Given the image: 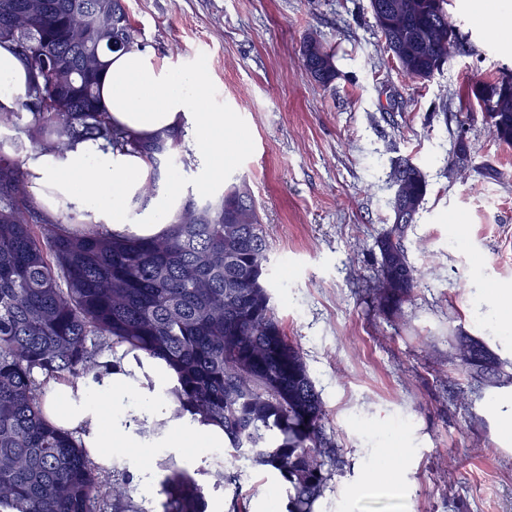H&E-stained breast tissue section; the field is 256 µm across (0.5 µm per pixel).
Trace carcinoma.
I'll return each mask as SVG.
<instances>
[{"label":"carcinoma","mask_w":512,"mask_h":512,"mask_svg":"<svg viewBox=\"0 0 512 512\" xmlns=\"http://www.w3.org/2000/svg\"><path fill=\"white\" fill-rule=\"evenodd\" d=\"M414 2L403 39L374 12L413 82L437 66L438 39L461 38L447 0ZM138 35L124 0H0V42L14 45L31 83L19 108L0 106V130L19 127V109L31 114L27 140L0 135V512H144L117 468L95 464L44 413L47 381L89 376L106 349L118 363L140 352L173 372L159 390L170 416L155 421V431L186 414L219 427L227 455L278 477L287 512H313L338 448L267 288L270 243L246 182L186 196L153 237L129 227L107 235L69 213L49 217L30 193L19 163L29 146L63 152L101 140L137 154L151 167L148 196L194 161L185 129L143 136L112 123L102 104L107 53L129 48ZM499 82L476 79L461 97L511 147L512 101L500 110L492 101ZM390 176L405 183L412 205H422L427 181L416 164L393 159ZM417 215L397 213L377 238V275L391 281L382 306L402 305L417 288L420 273L405 245ZM449 340L454 349L470 343L459 369L471 381L512 384V372L483 341L461 329ZM216 481L233 490L228 512H246L235 467L217 472ZM163 493L162 512H207V488L185 468H170Z\"/></svg>","instance_id":"carcinoma-1"}]
</instances>
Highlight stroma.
I'll return each instance as SVG.
<instances>
[{"instance_id":"stroma-1","label":"stroma","mask_w":512,"mask_h":512,"mask_svg":"<svg viewBox=\"0 0 512 512\" xmlns=\"http://www.w3.org/2000/svg\"><path fill=\"white\" fill-rule=\"evenodd\" d=\"M472 0H448L469 50L427 82L406 80L377 32L369 0H126L138 46L174 70H204L206 107L224 113L236 147L215 180L181 171L182 193L203 195L246 179L267 232L269 288L302 349L328 413L341 463L314 512H512V438L493 406L499 388L471 386L448 362L464 329L512 361V147L458 94L476 78L512 72V35L476 18ZM317 32L334 53V89L306 73L300 41ZM492 182L449 169L457 136ZM420 167L428 192L408 233L421 277L398 310L373 305L375 238L392 221V158ZM149 469L122 455L132 502L161 512L163 461L200 471L208 512H227L231 490L212 475L220 448L184 453L156 442ZM373 493H362L364 482ZM248 512H286L270 472L240 478Z\"/></svg>"}]
</instances>
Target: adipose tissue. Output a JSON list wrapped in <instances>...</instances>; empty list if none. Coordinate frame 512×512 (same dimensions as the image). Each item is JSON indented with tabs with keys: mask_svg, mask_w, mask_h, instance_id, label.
Listing matches in <instances>:
<instances>
[{
	"mask_svg": "<svg viewBox=\"0 0 512 512\" xmlns=\"http://www.w3.org/2000/svg\"><path fill=\"white\" fill-rule=\"evenodd\" d=\"M100 95L114 123L143 135L189 128L195 148L213 177L224 173V115L206 105V80L201 71L174 75L149 49L130 48L109 54ZM28 87V70L12 44L0 45V104L16 107ZM37 198L57 197L65 212L109 232L135 227L142 235H155L180 201L177 183L151 200L143 187L150 168L137 155L119 154L102 142L85 141L58 155L40 152L24 165ZM143 370L161 383L163 375L151 363L137 364L126 357L122 370L107 369L99 379L69 382L51 380L45 385V411L51 423L72 433L83 447L140 453L148 441L140 434L152 423V412L132 413L129 399L154 400L147 387L134 383L131 374ZM168 445L172 448H220L224 433L204 426L191 416L170 421Z\"/></svg>",
	"mask_w": 512,
	"mask_h": 512,
	"instance_id": "obj_1",
	"label": "adipose tissue"
}]
</instances>
